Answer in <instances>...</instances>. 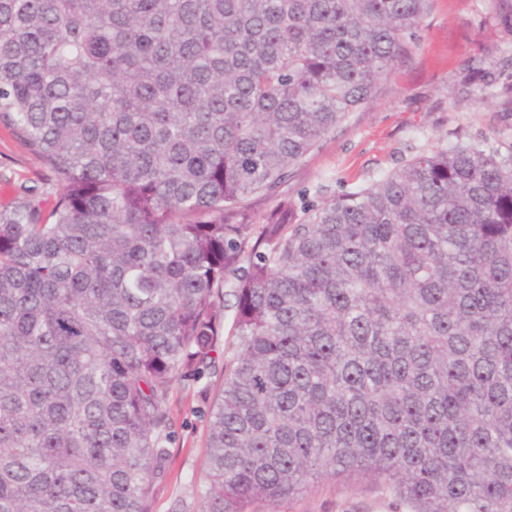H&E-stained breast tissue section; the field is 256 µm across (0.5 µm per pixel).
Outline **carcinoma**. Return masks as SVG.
Listing matches in <instances>:
<instances>
[{"label":"carcinoma","instance_id":"obj_1","mask_svg":"<svg viewBox=\"0 0 512 512\" xmlns=\"http://www.w3.org/2000/svg\"><path fill=\"white\" fill-rule=\"evenodd\" d=\"M432 0H0V512H148L171 382L213 361L202 512L371 476L512 512V152L458 142L255 220ZM46 169L26 143L0 123V202L21 185L41 186Z\"/></svg>","mask_w":512,"mask_h":512}]
</instances>
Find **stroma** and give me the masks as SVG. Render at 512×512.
<instances>
[{
  "label": "stroma",
  "instance_id": "1",
  "mask_svg": "<svg viewBox=\"0 0 512 512\" xmlns=\"http://www.w3.org/2000/svg\"><path fill=\"white\" fill-rule=\"evenodd\" d=\"M484 60L487 91L462 78L469 63ZM483 148L512 152V0H433L407 56L381 78L375 98L350 113L283 182L276 198L258 202L256 215L277 197L331 198L365 186L404 161L456 137ZM46 169L26 143L0 124V202L20 186L41 184ZM211 367L174 380L167 392L163 445L170 459L154 481L150 512H200L210 409L224 380V354ZM254 512H408L371 477L319 479L302 495Z\"/></svg>",
  "mask_w": 512,
  "mask_h": 512
}]
</instances>
